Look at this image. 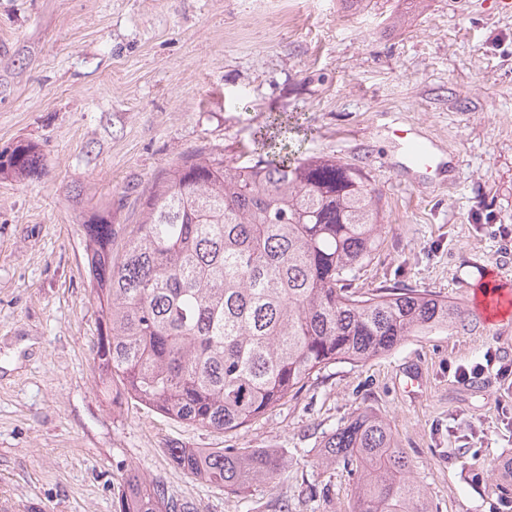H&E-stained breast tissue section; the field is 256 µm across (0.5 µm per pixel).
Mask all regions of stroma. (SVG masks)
<instances>
[{
    "label": "stroma",
    "instance_id": "35a3bbf8",
    "mask_svg": "<svg viewBox=\"0 0 512 512\" xmlns=\"http://www.w3.org/2000/svg\"><path fill=\"white\" fill-rule=\"evenodd\" d=\"M302 155L363 169L385 229L362 290H428L465 306L512 282V14L495 0H0V149L38 143L42 172L0 177V506L115 512L132 472L188 512H351L353 478L317 464L363 409L389 424L432 512H512V318L408 337L339 361L233 433L109 404L80 231L90 208L134 224L154 178L198 148L254 156L277 123ZM451 153L419 184L395 133ZM494 363L462 379L458 368ZM421 385L404 389L409 373ZM173 448H273L286 476L237 494L186 476Z\"/></svg>",
    "mask_w": 512,
    "mask_h": 512
}]
</instances>
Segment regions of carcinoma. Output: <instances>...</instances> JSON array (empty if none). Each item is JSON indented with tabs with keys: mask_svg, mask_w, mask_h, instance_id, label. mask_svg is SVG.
<instances>
[{
	"mask_svg": "<svg viewBox=\"0 0 512 512\" xmlns=\"http://www.w3.org/2000/svg\"><path fill=\"white\" fill-rule=\"evenodd\" d=\"M44 154L0 152V177L30 179ZM122 228L112 210L82 225L99 316L103 390L170 419L227 433L283 403L337 360L388 353L409 336L464 328L470 312L432 292L353 287L385 228L365 173L329 156L296 163L184 154ZM185 475L230 491L277 479L272 448H172ZM320 463L355 480L353 512H430L412 461L364 410L324 436ZM164 485L129 474L118 512H177Z\"/></svg>",
	"mask_w": 512,
	"mask_h": 512,
	"instance_id": "obj_1",
	"label": "carcinoma"
}]
</instances>
